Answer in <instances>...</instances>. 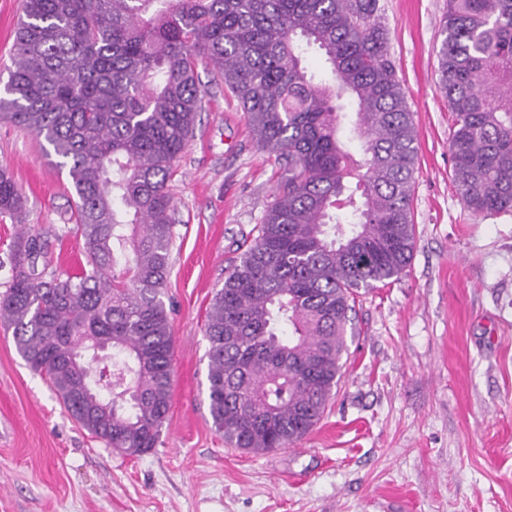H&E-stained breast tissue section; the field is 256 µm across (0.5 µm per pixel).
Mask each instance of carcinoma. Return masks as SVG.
Listing matches in <instances>:
<instances>
[{
  "mask_svg": "<svg viewBox=\"0 0 512 512\" xmlns=\"http://www.w3.org/2000/svg\"><path fill=\"white\" fill-rule=\"evenodd\" d=\"M381 12L380 0H24L0 116L68 168L86 264L46 274L48 239L21 225L0 323L107 447L152 451L171 404L168 182L201 112L200 55L284 170L207 315L212 421L258 456L322 417L360 291L399 276L416 242L415 125ZM441 33L457 193L474 215L511 212L512 0H448ZM310 48L332 82L308 74ZM23 209L1 168L0 215ZM109 348L117 358L94 374Z\"/></svg>",
  "mask_w": 512,
  "mask_h": 512,
  "instance_id": "cac0c4a2",
  "label": "carcinoma"
}]
</instances>
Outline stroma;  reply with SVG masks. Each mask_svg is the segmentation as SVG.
I'll use <instances>...</instances> for the list:
<instances>
[{
    "instance_id": "obj_1",
    "label": "stroma",
    "mask_w": 512,
    "mask_h": 512,
    "mask_svg": "<svg viewBox=\"0 0 512 512\" xmlns=\"http://www.w3.org/2000/svg\"><path fill=\"white\" fill-rule=\"evenodd\" d=\"M389 50L414 115L417 237L409 266L356 305L342 375L296 445L227 447L209 413L206 315L282 171L211 67L203 110L175 163L174 246L164 301L174 336L172 402L139 457L94 438L0 326V512H512V212L472 215L458 197L453 114L438 51L447 0H381ZM23 0H0V89ZM26 201L0 217V292L20 224L50 235V268L84 261L67 170L34 134L0 120V168Z\"/></svg>"
}]
</instances>
